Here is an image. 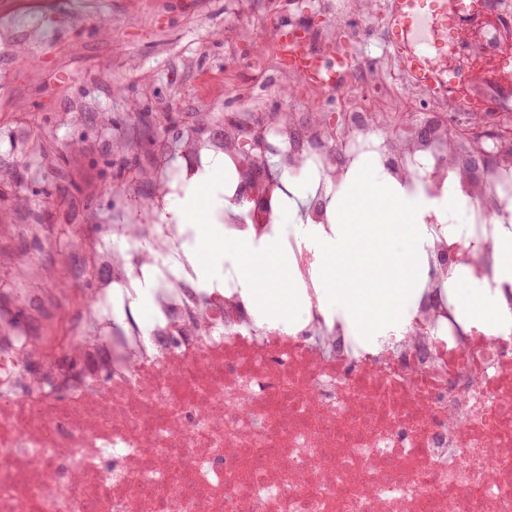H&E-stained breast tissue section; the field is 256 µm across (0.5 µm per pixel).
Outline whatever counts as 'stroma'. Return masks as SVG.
Returning a JSON list of instances; mask_svg holds the SVG:
<instances>
[{"label":"stroma","mask_w":512,"mask_h":512,"mask_svg":"<svg viewBox=\"0 0 512 512\" xmlns=\"http://www.w3.org/2000/svg\"><path fill=\"white\" fill-rule=\"evenodd\" d=\"M322 0H0V293L9 292L31 334L45 288L85 264L86 225L105 223L124 202L155 199L156 173L172 137L199 138L241 96L259 115L308 111L282 85L284 67L265 22L313 32L335 26ZM175 131H167L168 118ZM42 213L41 233L14 224ZM38 260L23 273L22 260Z\"/></svg>","instance_id":"35a3bbf8"}]
</instances>
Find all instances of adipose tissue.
Returning <instances> with one entry per match:
<instances>
[{
  "label": "adipose tissue",
  "instance_id": "obj_1",
  "mask_svg": "<svg viewBox=\"0 0 512 512\" xmlns=\"http://www.w3.org/2000/svg\"><path fill=\"white\" fill-rule=\"evenodd\" d=\"M224 169L215 159L206 172L194 179L174 209L179 223L196 228L192 253L199 283L209 287L220 282L225 265H232L257 320L290 322L303 305L305 293L295 283L291 256L266 243L251 241L226 244L217 214L224 205Z\"/></svg>",
  "mask_w": 512,
  "mask_h": 512
}]
</instances>
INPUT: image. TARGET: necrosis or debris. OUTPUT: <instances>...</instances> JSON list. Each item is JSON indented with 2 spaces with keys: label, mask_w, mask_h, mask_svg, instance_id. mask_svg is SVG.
Returning <instances> with one entry per match:
<instances>
[{
  "label": "necrosis or debris",
  "mask_w": 512,
  "mask_h": 512,
  "mask_svg": "<svg viewBox=\"0 0 512 512\" xmlns=\"http://www.w3.org/2000/svg\"><path fill=\"white\" fill-rule=\"evenodd\" d=\"M399 103L431 125L428 142L373 128ZM331 105L334 128L292 112L257 126L241 100L223 142L187 144L191 165L157 174L166 197L223 158L224 237L288 249L299 320L258 322L229 265L221 285L195 287L193 230L137 208L91 225L90 313L52 345L0 313V512H512V325L487 332L454 296L468 279L512 315V281L490 267L512 222V154L491 146L489 188L461 179L448 118L475 138L483 102L415 82L388 52L354 55ZM255 136L247 164L234 162ZM364 162L453 195L466 218L426 216L421 296L403 330L369 344L327 310L313 252L281 223L285 179L313 185L302 220L327 227L335 190ZM248 193L267 198L263 223L239 206ZM149 278L144 320L133 301Z\"/></svg>",
  "instance_id": "1"
}]
</instances>
